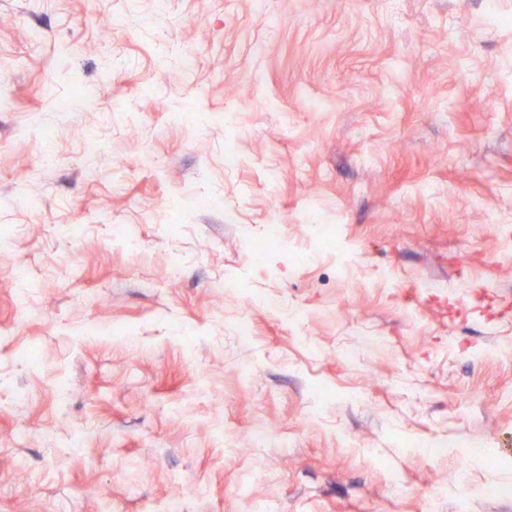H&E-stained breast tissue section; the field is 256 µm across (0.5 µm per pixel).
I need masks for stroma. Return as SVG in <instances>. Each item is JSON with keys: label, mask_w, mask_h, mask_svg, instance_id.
Returning <instances> with one entry per match:
<instances>
[{"label": "stroma", "mask_w": 512, "mask_h": 512, "mask_svg": "<svg viewBox=\"0 0 512 512\" xmlns=\"http://www.w3.org/2000/svg\"><path fill=\"white\" fill-rule=\"evenodd\" d=\"M276 9L269 31L249 0H174L163 20L149 0H0V56L19 60L0 106V225L21 227L0 271L25 266L36 288L21 322L0 285V512H156L177 485L188 512H512L455 482L512 484V359L497 354L512 344V278L486 222L512 224V28L486 0H401L396 27L382 0ZM115 13L128 23L103 40ZM77 91L91 107L52 109ZM47 115L58 157L42 169ZM89 128L106 160L92 180ZM193 190L224 197L235 223L169 208ZM311 199L356 244L355 287L329 254L277 259L272 275L249 262L246 239L274 216L310 248L295 219ZM70 223L84 239H59ZM112 224L143 253L110 241ZM221 276L306 307L303 336L214 288ZM243 313L245 348L231 330ZM358 327L384 346L359 345ZM260 424L275 432L265 448L250 440ZM432 437L446 454L420 447ZM462 437L484 452L460 457ZM436 474L449 480L433 498Z\"/></svg>", "instance_id": "stroma-1"}]
</instances>
